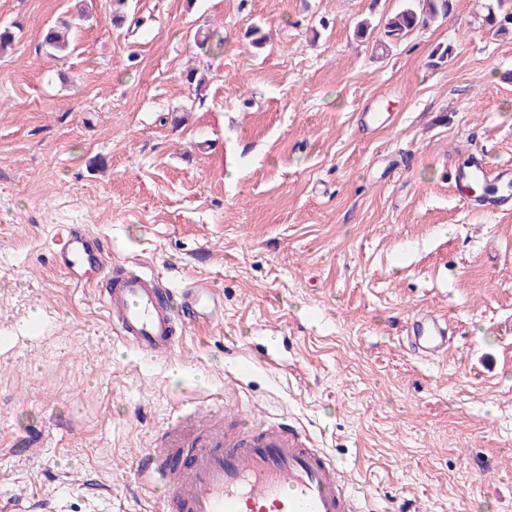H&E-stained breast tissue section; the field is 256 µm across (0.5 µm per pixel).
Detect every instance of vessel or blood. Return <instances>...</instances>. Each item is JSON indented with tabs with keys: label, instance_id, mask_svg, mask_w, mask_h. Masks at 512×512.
<instances>
[{
	"label": "vessel or blood",
	"instance_id": "b4317fda",
	"mask_svg": "<svg viewBox=\"0 0 512 512\" xmlns=\"http://www.w3.org/2000/svg\"><path fill=\"white\" fill-rule=\"evenodd\" d=\"M458 188L489 180L487 209L512 211V169L489 176L479 162L456 167ZM103 246L82 224L66 225L57 243V266L77 286L87 283L86 265L107 271L99 299L120 337L155 359H168L182 339L183 317L213 322L218 301L207 283L166 286L155 273L122 265L105 267ZM409 350L436 357L448 348V321L431 312L408 319ZM197 415L181 417L158 437L156 448L138 456V468L165 488L166 512H365L344 471L310 433L295 423L239 422L197 430Z\"/></svg>",
	"mask_w": 512,
	"mask_h": 512
}]
</instances>
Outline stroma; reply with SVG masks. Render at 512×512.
Listing matches in <instances>:
<instances>
[{
  "label": "stroma",
  "instance_id": "35a3bbf8",
  "mask_svg": "<svg viewBox=\"0 0 512 512\" xmlns=\"http://www.w3.org/2000/svg\"><path fill=\"white\" fill-rule=\"evenodd\" d=\"M76 2L0 0V503L163 512L136 457L225 402L307 429L365 512H512V213L450 174L471 153L512 166L491 0L386 50L354 28L403 0H130L132 33L94 0L55 57L43 30ZM366 112L385 118L367 131ZM64 224L169 287L208 281L222 322L186 326L170 359L137 351L56 266ZM422 310L455 334L434 359L401 344ZM271 336L268 366L233 376Z\"/></svg>",
  "mask_w": 512,
  "mask_h": 512
}]
</instances>
